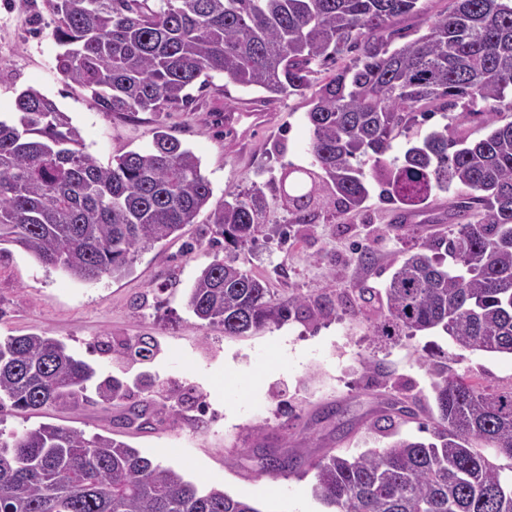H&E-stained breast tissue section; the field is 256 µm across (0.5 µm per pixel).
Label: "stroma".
Returning a JSON list of instances; mask_svg holds the SVG:
<instances>
[{
    "label": "stroma",
    "mask_w": 512,
    "mask_h": 512,
    "mask_svg": "<svg viewBox=\"0 0 512 512\" xmlns=\"http://www.w3.org/2000/svg\"><path fill=\"white\" fill-rule=\"evenodd\" d=\"M449 0H419L417 13L393 22V47L424 34L430 21L448 11ZM47 0H0V115L15 110L17 95L33 87L52 98L82 131L101 163L150 145L163 129L201 160L213 202L226 192L267 186L288 165L307 166L309 129L305 114L310 92L267 97L213 74L204 88L192 89L183 108L165 112H105L90 91L69 83L56 68L59 51ZM256 106L271 112L268 125L246 142L224 133L226 111ZM453 192H436L408 215L414 239L447 236ZM392 205L378 186L359 212L335 208L318 212L308 224H294L288 212L270 203L256 242L237 253L242 269L263 279L275 296L313 300L349 296L356 277L382 288L394 260L411 240L396 235ZM208 214L139 253L128 274L78 282L46 269L20 247L0 248V334L36 333L62 340L98 372L129 386L113 405L89 395L78 408L37 412L5 410L0 422L20 430L42 423L67 425L85 435L127 442L142 454L180 470L199 487H218L248 501L259 512H328L312 492L307 469L268 477L255 470L257 448L288 449L314 460L329 449L355 456L385 446L373 422L396 401L434 408L432 376L426 359L447 360L483 385L512 388V356L458 348L443 331L374 339L364 319L344 310L310 320L293 318L253 335L230 337L202 326L186 306V292L214 258ZM368 246L371 265L359 267L357 250ZM155 338L161 347L149 364H133L117 354L94 351L97 340ZM379 363L364 371L361 362ZM155 382L180 383L200 395V404L173 407L152 397L142 374ZM151 401L154 429L117 427L128 406ZM334 407L327 415L325 407Z\"/></svg>",
    "instance_id": "35a3bbf8"
}]
</instances>
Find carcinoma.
<instances>
[{
  "mask_svg": "<svg viewBox=\"0 0 512 512\" xmlns=\"http://www.w3.org/2000/svg\"><path fill=\"white\" fill-rule=\"evenodd\" d=\"M419 0H50L56 67L91 91L106 112H163L191 101L188 89L217 72L268 94L311 87V65L355 50L354 63L325 80L306 112L310 166L290 165L272 182L294 223L332 205L358 212L370 197L407 211L452 190L446 239L414 244L385 288L362 281L353 312L374 335L439 328L468 351L512 355V0H450L426 33L389 50L394 19ZM459 113L489 132L478 140L443 126L389 157L418 112ZM0 119V245L19 246L44 267L90 282L123 276L138 253L210 208L212 243L236 251L261 232L263 188L212 189L195 153L157 131L151 145L103 165L80 129L41 91L15 100ZM372 162L365 173L366 162ZM186 306L226 336H249L293 315L327 318L333 300L274 297L264 281L231 260L205 266ZM158 342L125 341L117 354L148 363ZM436 412L419 428L430 442L399 438L345 457L333 450L308 462L313 492L331 512H512V480L481 449L512 460V388L496 391L442 362L429 363ZM111 403L125 384L102 377L52 337L0 336V411L71 407L88 384ZM419 419L408 406L376 420ZM257 471L275 477L302 464L261 451ZM0 512H260L212 487L202 490L123 441L68 426L0 429Z\"/></svg>",
  "mask_w": 512,
  "mask_h": 512,
  "instance_id": "cac0c4a2",
  "label": "carcinoma"
}]
</instances>
